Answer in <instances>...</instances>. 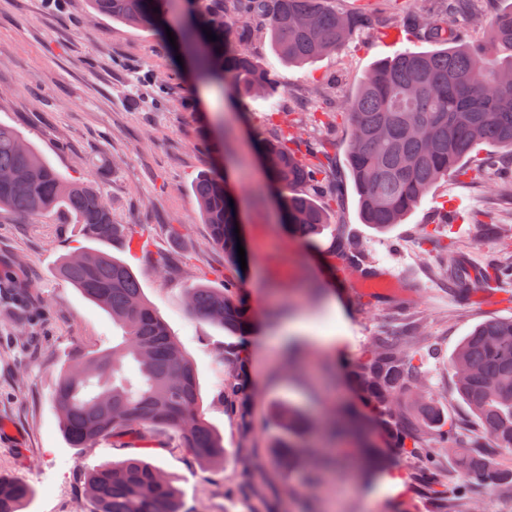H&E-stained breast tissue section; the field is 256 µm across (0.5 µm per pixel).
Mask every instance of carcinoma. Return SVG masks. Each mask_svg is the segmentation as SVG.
Listing matches in <instances>:
<instances>
[{
  "label": "carcinoma",
  "instance_id": "cac0c4a2",
  "mask_svg": "<svg viewBox=\"0 0 512 512\" xmlns=\"http://www.w3.org/2000/svg\"><path fill=\"white\" fill-rule=\"evenodd\" d=\"M93 10L130 27L165 24L164 17L179 0H90ZM445 15L429 20L411 12L406 23L423 30L436 49L402 52L378 62L344 103L352 132L346 162L357 196L359 217L379 231L401 224L440 181L464 174L463 159L481 143H493L512 158V8L500 12L486 39L471 46L460 22L473 16L475 0H445ZM203 24L218 40L199 56L197 68L221 82L230 76L243 97L273 92L277 72L259 64L250 51L257 29L269 35L277 55L303 66L344 49L369 28L372 9L338 10L332 0H195ZM159 11H154V8ZM23 137L0 125V171L23 170L20 182L0 181V211L37 215L65 211L80 225L92 247L60 258L57 275L89 301L112 316L123 329L121 341L95 354L77 353L53 391L61 431L72 448H88L112 436L147 441V434L165 430L202 466L224 464V439L199 410L196 368L166 323L145 300L131 269L100 249L127 234L115 222L112 209L94 184L60 173L32 144L20 148ZM292 125L278 124L261 141V154L274 183L283 192L282 221L305 242H315L330 226L328 209L309 187L342 202L338 185L328 177L331 157L323 142H315L304 157L294 145ZM214 245L237 257V219L224 180L201 174L192 186ZM191 317L236 336L244 335L251 319L241 289L231 280L216 288L199 282L186 290ZM454 388L494 450L470 446L466 429L453 420L441 421L437 406L422 407V419L436 424L425 437L405 422L394 400L419 373L413 358L400 355L387 336L377 349L350 368L352 385L374 411L377 425L401 455L418 459L429 490L440 494L437 470L441 450L467 480L495 477L512 485V467L499 453L512 452V317L476 325L464 336L449 361ZM251 386L242 361L227 369L223 399L246 396ZM282 435L271 448L287 471L314 470L324 465L307 443L314 423L288 405L273 407ZM348 461L360 473L376 463L366 446ZM87 496L95 512H183L178 489L162 470L143 458L99 466L84 472ZM31 488L22 479L0 474V512H19Z\"/></svg>",
  "mask_w": 512,
  "mask_h": 512
}]
</instances>
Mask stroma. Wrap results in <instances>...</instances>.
I'll use <instances>...</instances> for the list:
<instances>
[{
    "mask_svg": "<svg viewBox=\"0 0 512 512\" xmlns=\"http://www.w3.org/2000/svg\"><path fill=\"white\" fill-rule=\"evenodd\" d=\"M179 31L94 15L89 0H0V124L17 129L62 174L91 181L115 221L129 225L130 240L113 244L111 253L137 275L193 361L201 411L223 436L227 458L222 467L203 468L165 431L152 433L145 449L121 437L68 446L51 390L76 352L109 349L121 331L55 272L59 257L86 244L77 224L54 213L0 212V473L31 486L25 512H93L84 472L145 453L179 489L183 512H249L256 484L271 512H443L422 489L416 464L398 454L365 482L353 471L325 469L314 481L282 472L269 450L277 432L271 405L293 404L318 421L312 439L327 447L325 425L357 404L346 365L373 351L380 336L409 353L434 341L443 356L405 393L400 409L410 415L436 402L444 418L472 430L475 446L488 445L453 391L449 358L476 324L512 317V279L482 277L512 260L495 232L512 228V191L497 186L507 152L481 145L466 161V175L437 184L386 232L361 223L356 196L347 193L330 233L309 245L282 224L276 192L262 178L255 143L270 135V114L293 124L301 143L313 142L318 134L298 111L300 101L333 106L378 61L428 50L429 42L381 7L342 52L300 68L282 61L263 37L251 50L277 71L279 89L241 99L229 83L196 73L191 46H171L168 33ZM205 172L225 178L245 265L229 263L211 244L191 193ZM453 199L469 212L454 232L440 219ZM432 228L434 241L422 243ZM334 237L354 241L359 262L388 270L398 291L375 299L353 288L352 269L324 250ZM453 262L475 264L479 273L449 283ZM232 277L256 321L244 338L186 310L185 290L197 279L220 287ZM239 351L254 388L246 429L222 399L221 358ZM439 479L448 495L465 488L474 512H512V487L465 481L448 461Z\"/></svg>",
    "mask_w": 512,
    "mask_h": 512,
    "instance_id": "35a3bbf8",
    "label": "stroma"
}]
</instances>
